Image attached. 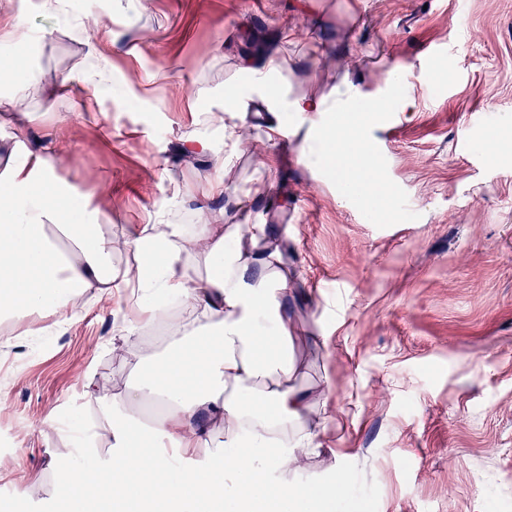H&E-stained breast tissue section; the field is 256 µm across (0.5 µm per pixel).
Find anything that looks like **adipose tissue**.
<instances>
[{
    "label": "adipose tissue",
    "instance_id": "obj_1",
    "mask_svg": "<svg viewBox=\"0 0 512 512\" xmlns=\"http://www.w3.org/2000/svg\"><path fill=\"white\" fill-rule=\"evenodd\" d=\"M255 100L272 115L269 142L285 132L282 114L299 112L323 121L327 164L368 151L360 114L347 113L340 126L325 123V101L288 98L265 78L224 90L225 112L242 114ZM12 152L15 162L0 174V321L26 319V335L41 336L38 313H56L66 323L70 303L87 288L108 296L128 280L140 293L143 322L163 314L151 299L155 293L180 298L185 310L205 319L199 331L175 337L164 351L143 347L136 387L98 396L106 453L90 452L84 467L71 454L55 457L56 481L88 491L78 512H129L137 499L141 512H200L206 503L221 512H335L337 490L352 483L349 472H337L333 485L304 490L288 480L301 456L316 453L321 442L305 424L311 396L292 384L296 329L279 302L288 281L273 270L278 248L258 247L265 225L224 229L203 204L187 235L164 213L152 214L123 242L145 258L132 274L112 265L121 242L106 219L73 214L54 174V140L29 146L22 126ZM192 254L210 268L203 280L188 274L185 259ZM156 399L165 400L164 411L147 421L132 415V408ZM217 426L224 440L215 447L210 435Z\"/></svg>",
    "mask_w": 512,
    "mask_h": 512
}]
</instances>
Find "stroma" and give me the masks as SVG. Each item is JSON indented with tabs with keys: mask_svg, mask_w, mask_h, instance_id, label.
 Instances as JSON below:
<instances>
[{
	"mask_svg": "<svg viewBox=\"0 0 512 512\" xmlns=\"http://www.w3.org/2000/svg\"><path fill=\"white\" fill-rule=\"evenodd\" d=\"M89 31L12 0L49 31L37 49L0 48L31 66L25 95L36 130L58 140V180L108 213L116 238L149 213L196 224V198L216 180L224 225L266 224L288 280L282 308L301 338L294 384L319 398L309 426L319 454L288 475L330 483L349 469L339 512H512V0H97ZM290 29L274 74L289 97L335 101L345 89L411 97L398 129H379L388 222L350 194L363 168L317 162L321 130L289 113L277 146L263 114L243 115L223 168L181 157V136L205 129L224 89L247 86L242 61L261 30ZM102 45L112 95L63 82L88 39ZM407 75L391 86L390 70ZM492 120L471 125L473 113ZM274 183L268 195L255 187ZM85 307L63 326L23 335L0 323V512H67L53 454L79 441L106 452V432L77 435L64 416L97 417L88 383L119 394L138 380L112 340L137 316L131 291Z\"/></svg>",
	"mask_w": 512,
	"mask_h": 512,
	"instance_id": "1",
	"label": "stroma"
}]
</instances>
